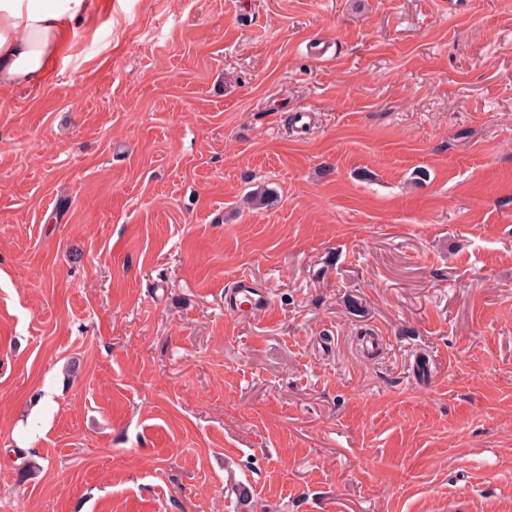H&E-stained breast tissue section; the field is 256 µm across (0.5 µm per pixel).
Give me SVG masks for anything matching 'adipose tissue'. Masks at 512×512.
Listing matches in <instances>:
<instances>
[{"label": "adipose tissue", "mask_w": 512, "mask_h": 512, "mask_svg": "<svg viewBox=\"0 0 512 512\" xmlns=\"http://www.w3.org/2000/svg\"><path fill=\"white\" fill-rule=\"evenodd\" d=\"M91 0H0V88L40 86Z\"/></svg>", "instance_id": "ef3b65f1"}]
</instances>
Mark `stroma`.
I'll return each mask as SVG.
<instances>
[{
    "instance_id": "1",
    "label": "stroma",
    "mask_w": 512,
    "mask_h": 512,
    "mask_svg": "<svg viewBox=\"0 0 512 512\" xmlns=\"http://www.w3.org/2000/svg\"><path fill=\"white\" fill-rule=\"evenodd\" d=\"M243 489L512 512V0H94L0 92V512ZM269 304L268 295L246 276L236 278L231 288L224 291V309L228 312L263 311Z\"/></svg>"
}]
</instances>
